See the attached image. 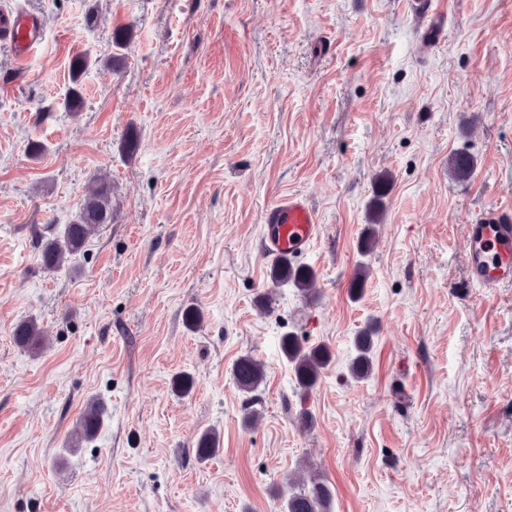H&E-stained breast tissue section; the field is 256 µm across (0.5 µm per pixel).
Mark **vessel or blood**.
<instances>
[{
    "label": "vessel or blood",
    "mask_w": 512,
    "mask_h": 512,
    "mask_svg": "<svg viewBox=\"0 0 512 512\" xmlns=\"http://www.w3.org/2000/svg\"><path fill=\"white\" fill-rule=\"evenodd\" d=\"M44 39L42 20L4 8L0 10V41L19 62H27ZM263 252L269 257L307 253L321 235L318 213L308 200L291 194L265 209ZM466 257L472 280L485 288L512 285V210L481 213L467 226Z\"/></svg>",
    "instance_id": "vessel-or-blood-1"
}]
</instances>
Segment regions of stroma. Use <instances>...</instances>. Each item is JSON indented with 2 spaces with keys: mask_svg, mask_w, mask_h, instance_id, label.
<instances>
[{
  "mask_svg": "<svg viewBox=\"0 0 512 512\" xmlns=\"http://www.w3.org/2000/svg\"><path fill=\"white\" fill-rule=\"evenodd\" d=\"M410 2L12 0L45 39L22 65L0 42V512H281L305 463L332 512H512V285L465 257L472 218L512 208V0H442L435 41ZM97 178L111 223L45 271ZM295 193L322 225L296 261L311 302L261 252L264 210ZM30 317L38 353L13 339ZM288 334L332 355L305 396ZM244 355L266 369L252 395ZM91 401L102 426L72 446ZM274 265L270 270V278L276 285L291 284L303 297L311 298L316 293L313 274L303 268H293L287 259ZM372 329L366 326L361 330L358 336H355V356L352 358L350 364V372L356 379L366 377L371 369L370 353L373 349L374 336H372ZM265 369L251 357L239 358L233 368V378L240 391L251 393L263 382Z\"/></svg>",
  "mask_w": 512,
  "mask_h": 512,
  "instance_id": "obj_1",
  "label": "stroma"
}]
</instances>
